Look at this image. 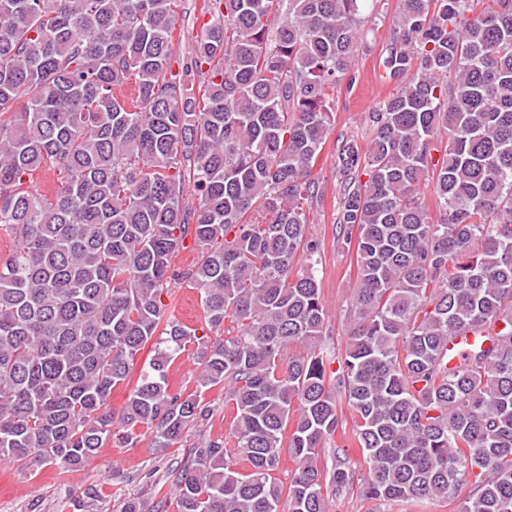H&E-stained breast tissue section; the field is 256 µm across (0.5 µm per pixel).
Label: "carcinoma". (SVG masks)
<instances>
[{
	"instance_id": "cac0c4a2",
	"label": "carcinoma",
	"mask_w": 512,
	"mask_h": 512,
	"mask_svg": "<svg viewBox=\"0 0 512 512\" xmlns=\"http://www.w3.org/2000/svg\"><path fill=\"white\" fill-rule=\"evenodd\" d=\"M361 2L203 0L177 61L179 0H0V460L76 470L116 426L158 454L202 432L210 406L168 383L195 343L194 381L224 386L233 417L179 466V512H330L353 490L512 512V0H400L382 65L403 87L365 146L336 151L357 267L338 349L304 201ZM46 170L57 188L33 190ZM189 238L201 258L176 270ZM177 281L207 332L238 333L167 315ZM458 336L473 343L452 364ZM344 404L362 477L339 455L319 467Z\"/></svg>"
}]
</instances>
